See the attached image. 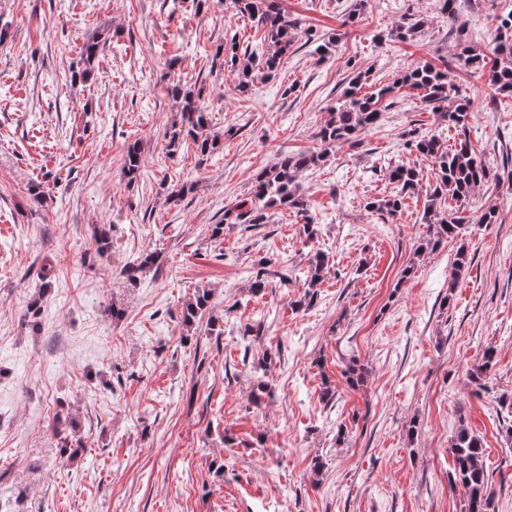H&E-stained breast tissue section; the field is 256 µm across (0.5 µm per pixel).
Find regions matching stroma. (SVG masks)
Masks as SVG:
<instances>
[{"instance_id": "1", "label": "stroma", "mask_w": 512, "mask_h": 512, "mask_svg": "<svg viewBox=\"0 0 512 512\" xmlns=\"http://www.w3.org/2000/svg\"><path fill=\"white\" fill-rule=\"evenodd\" d=\"M353 2L281 0L301 33L280 71L254 73L243 93L231 53L261 32L230 0H0V512H465L464 489L448 484L462 425L484 444L495 512H512V183L478 188L464 230L432 252L419 249L424 192L393 217L368 210L394 194L395 165L431 181L409 132L446 147L457 137L404 88L377 126L299 175L315 235L284 209L253 227L223 221L280 155L320 151L315 133L360 71L376 86L453 62L469 140L512 171V106L455 65L442 0H366L348 25ZM454 9L484 50L512 0ZM412 13L422 32L387 39ZM311 32L333 40L326 57ZM176 86L209 114L208 154L189 140L168 150ZM489 208L496 222L479 223ZM100 224L112 227L103 254ZM319 251L330 270L298 306ZM461 251L469 270L456 283ZM147 252L155 265L129 279ZM266 259L272 274L253 292ZM202 289L208 308L184 325ZM490 345L495 365L471 379ZM260 381L270 395L257 402ZM59 415L74 420L75 458L60 453Z\"/></svg>"}]
</instances>
